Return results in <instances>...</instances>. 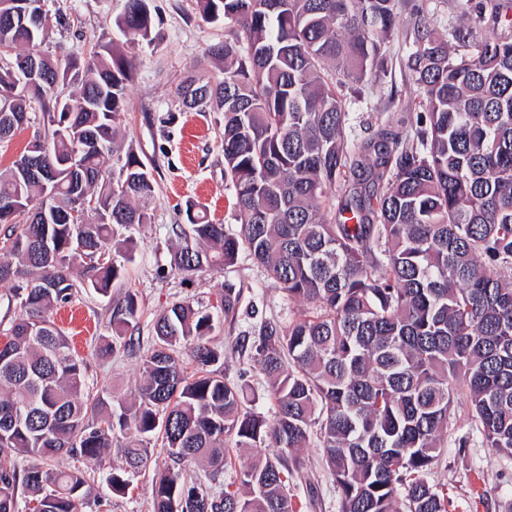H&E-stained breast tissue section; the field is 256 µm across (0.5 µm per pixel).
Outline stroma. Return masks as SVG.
Masks as SVG:
<instances>
[{
    "label": "stroma",
    "instance_id": "1",
    "mask_svg": "<svg viewBox=\"0 0 512 512\" xmlns=\"http://www.w3.org/2000/svg\"><path fill=\"white\" fill-rule=\"evenodd\" d=\"M465 2L402 0L398 32L384 49V76L343 91L348 124L356 134L366 135L369 126L392 114L419 111L415 86L404 65L418 22L415 11L423 9L435 29L442 31L460 22ZM124 4L125 0H45L49 24L45 51L56 58L82 59L102 40L128 46L127 36L115 26ZM149 7L155 18L152 42L135 49V69L117 123V140L153 171L157 191L151 221L133 232L136 256L120 287L107 297L77 288L69 303L54 308L50 316L74 339L90 389L110 383L127 394L140 382L141 357L152 339L154 317L176 301L209 305L225 282H233L240 290L237 309L221 317L213 342L224 349L227 377L245 379L260 396L257 411L268 415L272 404L263 397L266 381L243 349L242 339L252 335L262 320L299 314L304 303L288 300L278 284L244 255L234 266L189 279L170 266V254L178 242L171 227L185 223L188 205L203 208L209 219L223 224L228 232L239 230L234 199L224 180L222 115L186 109L176 96L177 85L193 64L204 63L209 75H217L206 54L211 45L224 40V24L204 21L196 0H150ZM128 292L135 294L138 303L132 341L112 355L101 356L100 346L112 339L111 302ZM300 461L290 488L300 512H339L336 485L319 449H303ZM428 480L447 492L449 512H512V457L484 447L480 436H473L468 447L444 448ZM150 484V475L139 476L127 495L115 497L105 480L97 479L82 512H152ZM103 496L109 498V506H99Z\"/></svg>",
    "mask_w": 512,
    "mask_h": 512
}]
</instances>
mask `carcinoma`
<instances>
[{"instance_id": "1", "label": "carcinoma", "mask_w": 512, "mask_h": 512, "mask_svg": "<svg viewBox=\"0 0 512 512\" xmlns=\"http://www.w3.org/2000/svg\"><path fill=\"white\" fill-rule=\"evenodd\" d=\"M400 2L197 0L203 20L229 25L208 49L221 77L193 68L176 94L224 114L240 230L188 207L171 266L190 278L244 252L306 304L250 336L275 406L266 416L211 343L218 313L237 307L231 283L209 308L174 302L157 315L133 396L87 391L48 312L79 285L106 295L134 258L122 230L151 223L153 172L131 153L107 166L135 56L109 40L83 61L49 57L45 14L0 0V142L33 112L52 126L0 171V204L12 207L0 224L17 225L0 246V282L22 310L0 346V512H16L21 485L37 512H81L86 472L44 461L100 466L112 446L125 466L107 483L120 495L161 445L170 466L153 478V512H296L290 480L313 437L339 512H448L426 475L464 427L512 456V39L481 36L512 3L479 0L445 34L419 20L406 68L422 111L359 137L336 87L381 77ZM115 25L132 44L151 41L147 0H126ZM89 134L99 148L85 149ZM81 196L94 206L73 224ZM137 312L130 294L113 305L104 352ZM227 443L248 462L225 485ZM19 456L30 459L21 473Z\"/></svg>"}]
</instances>
